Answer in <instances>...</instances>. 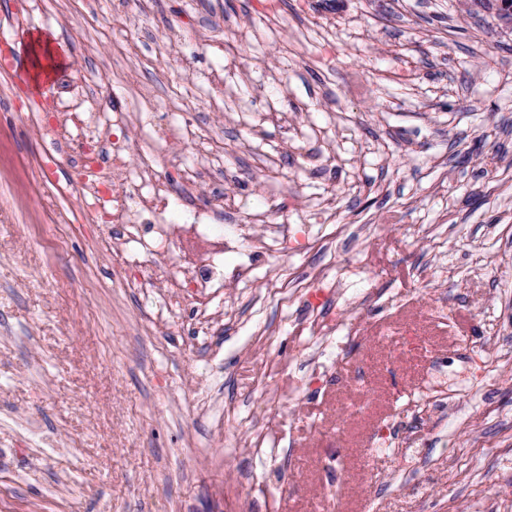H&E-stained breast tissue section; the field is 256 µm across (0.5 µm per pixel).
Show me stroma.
I'll return each instance as SVG.
<instances>
[{"mask_svg":"<svg viewBox=\"0 0 512 512\" xmlns=\"http://www.w3.org/2000/svg\"><path fill=\"white\" fill-rule=\"evenodd\" d=\"M0 512H512V23L471 0H0ZM62 60L28 85L31 37ZM83 96L232 225L224 273L115 285ZM53 163H45L46 153ZM264 222H255L257 212ZM392 432L388 452L377 434ZM264 434L254 450L256 434ZM58 102L54 98L45 99L44 102L26 104L25 112L21 113L28 119L36 122L38 125L42 138L50 145H55L63 137L62 129L55 122H50L46 119V113L56 112Z\"/></svg>","mask_w":512,"mask_h":512,"instance_id":"1","label":"stroma"}]
</instances>
